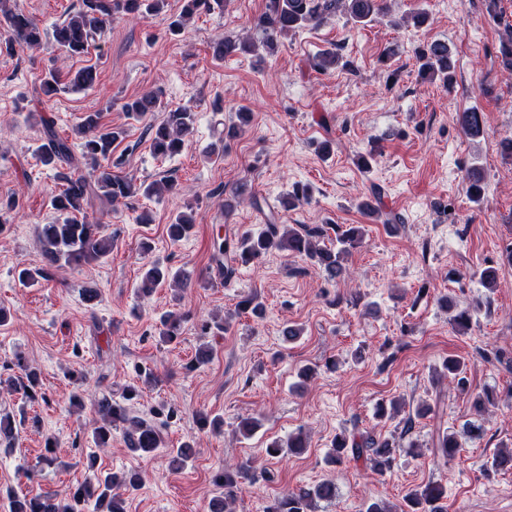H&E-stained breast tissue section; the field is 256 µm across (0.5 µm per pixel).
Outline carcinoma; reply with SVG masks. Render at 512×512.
<instances>
[{"label": "carcinoma", "instance_id": "cac0c4a2", "mask_svg": "<svg viewBox=\"0 0 512 512\" xmlns=\"http://www.w3.org/2000/svg\"><path fill=\"white\" fill-rule=\"evenodd\" d=\"M165 0H82V7L74 14L56 24L52 36L56 43L70 57H81L88 53L96 36L102 34L106 23L117 14L143 15L157 12ZM213 6L224 7L223 0H183L181 13L169 24V32L179 35L186 28V21L201 9ZM385 0H265L264 11L257 18L255 28L262 34L263 46L268 53H274L279 37L296 32L307 26H316L341 13L356 23H367L385 13ZM0 24L10 33L6 47L35 48L46 36L45 30L29 15L17 7L16 0H0ZM256 45L249 37H226L214 43V54L218 57L234 56L240 52H253ZM420 63L421 77L438 80L446 86L453 81L454 65L448 45L434 41L416 50ZM500 66L512 74V28L505 29L500 43ZM123 110L135 119L143 120L155 112L164 113L162 121L149 125L150 148L154 156L166 159L184 149L195 125V112L189 107L167 109L153 93H145L124 103ZM462 127L476 134L480 130L481 115L471 109L459 116ZM47 143L41 152L44 165L65 164L72 168L69 173H58L61 181L59 193L54 197L53 206L59 218L52 224H42L38 230V258L19 273L22 282L34 285L49 277L54 266L68 265L81 267L100 261L112 251V237L106 235L103 226L87 220V210L93 207L110 210L135 194L145 197H159L173 189L169 181L135 184L128 178L112 173L118 163L112 160V145L124 135L118 128H107L101 124V113L86 115L79 126L82 139L81 149L84 163H79L68 139L59 136L53 125L40 118ZM483 176L477 168L467 176V195L478 202L483 197ZM275 213L268 216V224L258 233L241 237H216L213 251L227 261L224 265V280H230L237 266L260 260L272 252H284L290 256L305 257L330 279H337L346 272L345 261L355 250L362 247L364 234L352 226L336 231V244H325V229L319 225L294 228L276 223ZM194 225L192 216L180 212L167 225L170 240L178 242L185 238ZM172 281L179 290L192 286L189 274H174L167 267L152 264L143 273L141 291L148 294L157 286ZM251 313L260 318L264 308L254 295L237 301L235 313ZM183 317L176 311H169L160 318V337L167 345L176 344L182 334ZM20 375L15 389L23 392L25 398L34 400L40 387L39 373L24 365H18ZM444 368L451 383L461 392L467 391L466 365L451 357ZM141 389L135 385L123 388L120 398L112 393H103L94 400L93 406L100 417V425L94 430L95 443L106 448L112 441V430L120 429L130 453L142 457L153 454L162 445L161 431L152 422L135 414L128 403L139 398ZM462 443L455 432L443 436L440 451L443 457L452 458ZM308 444L303 432L287 440L274 439L266 445L265 454L270 459L285 455H300ZM394 442L381 438L370 431L340 433L332 442L325 461L329 466H340L347 461H362L384 474L392 467ZM195 454V442L185 441L172 451L171 467L179 470ZM270 479L267 471L257 472L248 465L235 468L224 467L212 477V484L224 490L213 497L209 512H232L230 504L246 482ZM144 475L136 468L121 473L105 474L86 481L71 490L65 497L45 493L34 496L6 494L7 512H126L124 494L142 486ZM445 489L439 483L419 486L405 495L402 505L393 510L373 502L365 512H444L442 507ZM336 499V485L323 481L311 488L286 491L267 502L263 512H314L316 501L330 503Z\"/></svg>", "mask_w": 512, "mask_h": 512}]
</instances>
